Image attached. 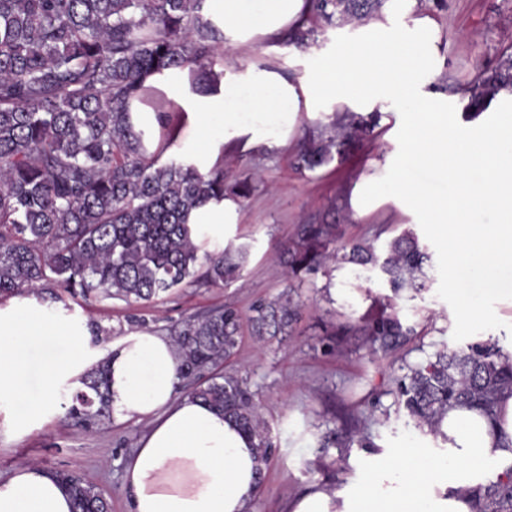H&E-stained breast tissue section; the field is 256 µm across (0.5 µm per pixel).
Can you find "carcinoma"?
<instances>
[{"mask_svg": "<svg viewBox=\"0 0 512 512\" xmlns=\"http://www.w3.org/2000/svg\"><path fill=\"white\" fill-rule=\"evenodd\" d=\"M387 0H312L307 27L281 38L308 45L315 25H344L381 10ZM203 0H0V300L27 292L41 300L78 295L150 302L184 284L220 287L240 277L243 249L201 252L190 212L210 200L249 197L252 185L224 182V170L200 172L172 160L146 156L145 132L127 112L137 95L160 110L156 154L175 139L177 124L162 93L144 85L164 70L196 67L219 76L224 33L202 15ZM512 87V53L492 70H477L465 89L467 112ZM375 114L336 112L310 133L295 156L297 170L314 172L341 160L349 140L371 131ZM289 278L321 268L377 271L390 294L360 318L358 332L385 355L418 335L397 300L426 289L431 255L411 231L392 238L384 254L369 240L337 244V227L321 216L296 225L278 251ZM297 306L288 292L261 300L247 317L226 306L187 316L174 329L182 378L190 394L224 411L257 441L266 468L274 442L246 380L220 368L239 346L242 320L251 335L271 341L286 335ZM498 342L475 340L443 348L411 366L396 397L414 426L448 440L441 430L448 408L476 406L491 414L512 395V364L500 361ZM112 413L105 363L87 372L70 397L67 417L80 428ZM55 476L68 486L72 512H109L94 486L70 472ZM477 512H512V473L491 484Z\"/></svg>", "mask_w": 512, "mask_h": 512, "instance_id": "obj_1", "label": "carcinoma"}]
</instances>
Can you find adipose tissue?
<instances>
[{"label": "adipose tissue", "mask_w": 512, "mask_h": 512, "mask_svg": "<svg viewBox=\"0 0 512 512\" xmlns=\"http://www.w3.org/2000/svg\"><path fill=\"white\" fill-rule=\"evenodd\" d=\"M416 0H392L356 36L318 54L296 79L252 70L204 86L185 69L149 76L186 117L172 152L207 172L222 166L233 138L268 141L297 112H371L384 101L404 103L408 118L397 132L394 181L369 177L367 194L391 192L433 227L448 253V287L461 315L481 324L484 310L464 280L512 268V90L498 92L497 120L477 132L460 129L457 111L442 95L423 93L419 73L437 56V28L414 12ZM308 0H204L202 13L231 45L289 34L308 15ZM250 113L249 126L240 123ZM432 167L456 187L452 199L430 197L425 185L404 179L409 168ZM63 338L70 354L37 370V341ZM85 324L35 296L0 304V399L10 401L9 424L29 427L58 410L62 388L78 390L92 365L106 361L113 416L148 420L123 465L129 512H253L261 462L255 442L235 423L188 395H178L182 359L173 342L134 328L102 351L90 350ZM444 451L371 453L353 485L318 488L294 499L289 512H475L476 496L512 472V396L495 418L457 406L443 425ZM0 512H72L66 488L49 471L23 466L0 482Z\"/></svg>", "instance_id": "1"}]
</instances>
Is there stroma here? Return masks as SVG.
<instances>
[{
    "label": "stroma",
    "mask_w": 512,
    "mask_h": 512,
    "mask_svg": "<svg viewBox=\"0 0 512 512\" xmlns=\"http://www.w3.org/2000/svg\"><path fill=\"white\" fill-rule=\"evenodd\" d=\"M420 10L433 18L438 29L437 62L419 76L426 91L445 94L465 86L477 69L499 65L503 47L512 44V0H444L440 6L434 0H421ZM223 62L239 71L262 66L292 78L303 73L310 59L304 49L287 48L271 38L244 48L225 45ZM329 120L324 112H300L289 143H242L225 154L226 182L249 178L255 185L251 197L238 206L235 223L224 227L225 245L248 249L238 280L219 288L187 285L149 303L66 301V314L74 320L94 321L122 333L137 318L144 327L167 336L190 314L229 305L245 315L256 301L290 292L298 316L288 339L261 343L243 333L237 353L223 365L224 372L247 379L279 448L255 497L254 512H288L290 501L314 486L361 477L370 462L367 449L358 439L349 448L322 451L320 439L331 430L358 432L359 438L369 437L380 450L411 447L416 430L395 395L405 365L476 339L512 346V305L501 300L512 291L511 284L494 276L473 284L486 320L471 325L457 311V301L448 290L444 248L428 225L398 198L386 199L363 215L351 204L364 176L392 177L395 131L406 120L399 104H387L373 133L354 139L343 161L315 172H297L291 160L306 133ZM319 213L329 214L344 241L381 244L408 228L429 248L430 282L415 298L401 301L404 315H418L423 332L395 354L372 352L360 336L345 337L339 352L325 350L332 333L353 325L370 310L373 296L387 293L376 274L346 267L329 276L311 274L299 282L286 278L279 266L277 252L296 225ZM325 286L330 289L326 295L321 292ZM146 428L143 420L112 419L83 430L57 413L18 434L0 411V481L26 465L73 471L98 488L112 512H128L123 461Z\"/></svg>",
    "instance_id": "1"
}]
</instances>
